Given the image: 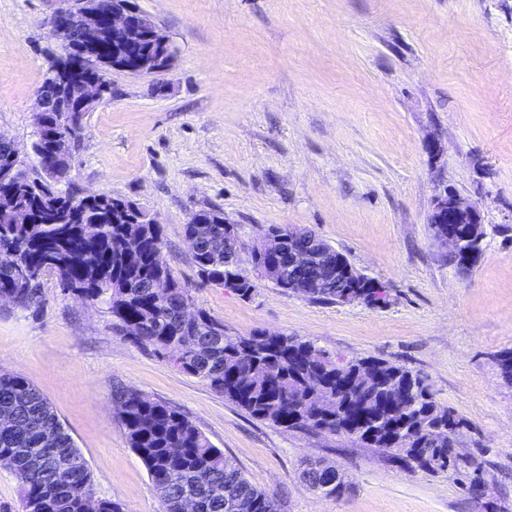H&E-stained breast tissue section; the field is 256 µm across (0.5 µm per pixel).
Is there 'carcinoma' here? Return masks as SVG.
<instances>
[{
    "label": "carcinoma",
    "instance_id": "1",
    "mask_svg": "<svg viewBox=\"0 0 512 512\" xmlns=\"http://www.w3.org/2000/svg\"><path fill=\"white\" fill-rule=\"evenodd\" d=\"M50 130L69 142L82 126L48 113ZM59 179L21 175L10 185L12 200L0 199V294H12L23 310L40 307L41 284L31 283L44 258L67 290L103 302L120 325L131 326L136 342L164 356L252 417L288 430L344 435L369 448L391 452L396 460L423 464L433 471L470 465L451 454L461 421L439 407L426 378L417 371L372 358L383 375L404 384L405 400L392 402L383 385L354 375L365 359L336 362L309 340L280 333L230 336L224 323L207 312L185 323L189 289L176 279L163 254L161 228L130 202L101 194L73 204L77 194L58 187ZM31 212L33 222L16 224L14 209ZM210 237L193 251L205 283L233 289L250 298L265 278L272 255L252 261L253 274L224 267L225 225H211ZM171 288L156 297L154 284ZM367 304L384 301L371 280L350 278ZM113 398L130 447L145 465L165 512H181L193 500L198 512H279L277 499L257 488L242 470L214 447L181 413L146 396L118 388ZM0 465L21 485L23 512H84L90 495L85 459L44 395L25 378L0 373Z\"/></svg>",
    "mask_w": 512,
    "mask_h": 512
}]
</instances>
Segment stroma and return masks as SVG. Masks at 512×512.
<instances>
[{"label": "stroma", "instance_id": "stroma-1", "mask_svg": "<svg viewBox=\"0 0 512 512\" xmlns=\"http://www.w3.org/2000/svg\"><path fill=\"white\" fill-rule=\"evenodd\" d=\"M175 48L160 71H112L86 113L62 186L132 201L163 230L164 254L195 308L227 334L284 333L332 358L378 357L421 373L460 418L456 448L480 474L431 472L345 436L253 418L153 348L105 305L42 279L35 313L0 304V372L51 403L90 471L94 499L165 512L112 399L143 393L187 417L280 512H512V0H137ZM60 0H0V133L22 169L36 94L65 49L48 21ZM437 144L430 155L428 144ZM452 189L486 228L469 272L428 224ZM218 208L243 245L261 227L306 228L385 287L386 304H330L273 285L244 299L202 283L184 226ZM325 460L341 497L301 478Z\"/></svg>", "mask_w": 512, "mask_h": 512}]
</instances>
